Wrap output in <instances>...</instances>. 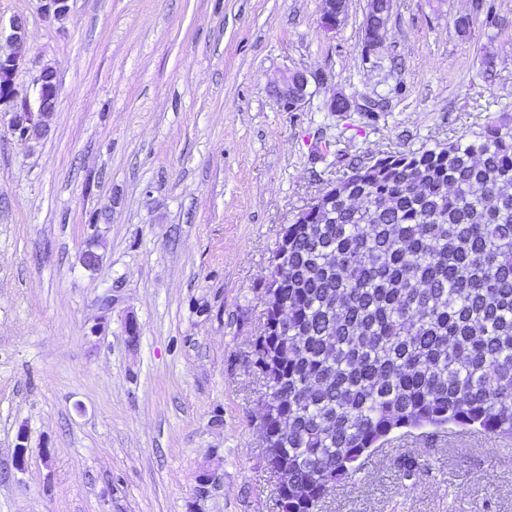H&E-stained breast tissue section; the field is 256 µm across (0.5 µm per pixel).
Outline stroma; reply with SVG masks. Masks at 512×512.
<instances>
[{
	"instance_id": "1",
	"label": "stroma",
	"mask_w": 512,
	"mask_h": 512,
	"mask_svg": "<svg viewBox=\"0 0 512 512\" xmlns=\"http://www.w3.org/2000/svg\"><path fill=\"white\" fill-rule=\"evenodd\" d=\"M346 4L328 33L323 0H69L61 20L0 0L26 21L19 94L39 63L60 82L47 138L0 122V512H276L250 355L282 227L348 165L512 122V0L467 37L471 0H393L368 57L369 0ZM296 69L309 95L288 112L271 86ZM319 512H512V453L400 431Z\"/></svg>"
}]
</instances>
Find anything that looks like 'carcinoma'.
<instances>
[{"label":"carcinoma","instance_id":"1","mask_svg":"<svg viewBox=\"0 0 512 512\" xmlns=\"http://www.w3.org/2000/svg\"><path fill=\"white\" fill-rule=\"evenodd\" d=\"M391 0H370L363 51ZM493 4L454 20L471 33ZM288 335L263 343L277 389L261 433L288 512H318L391 434L459 427L512 439V124L388 152L336 179V201L288 225Z\"/></svg>","mask_w":512,"mask_h":512}]
</instances>
